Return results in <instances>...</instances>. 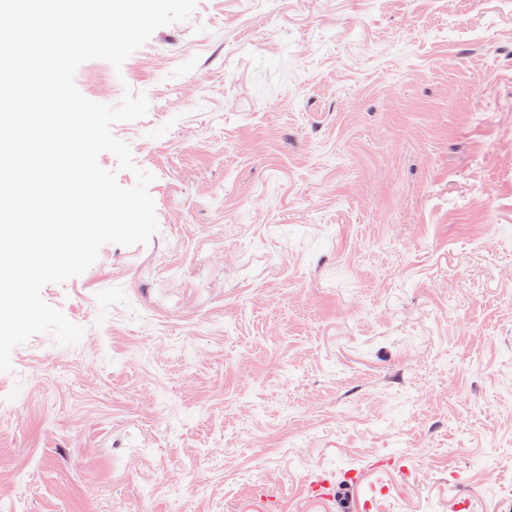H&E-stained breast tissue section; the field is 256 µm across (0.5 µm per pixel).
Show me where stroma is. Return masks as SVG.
<instances>
[{
	"mask_svg": "<svg viewBox=\"0 0 512 512\" xmlns=\"http://www.w3.org/2000/svg\"><path fill=\"white\" fill-rule=\"evenodd\" d=\"M74 81L158 230L43 287L0 512H512V0H197Z\"/></svg>",
	"mask_w": 512,
	"mask_h": 512,
	"instance_id": "stroma-1",
	"label": "stroma"
}]
</instances>
